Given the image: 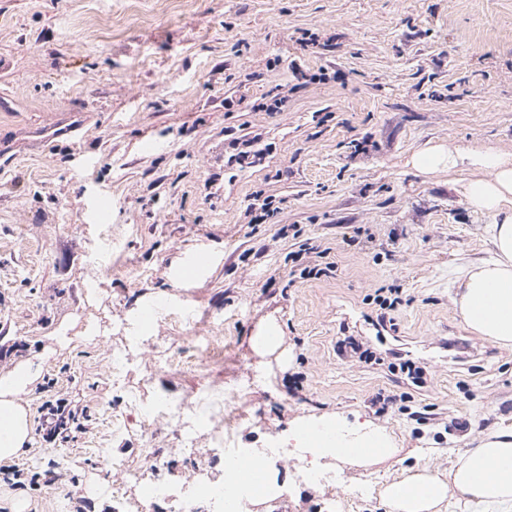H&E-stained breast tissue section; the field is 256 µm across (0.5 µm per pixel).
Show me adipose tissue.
Here are the masks:
<instances>
[{"mask_svg": "<svg viewBox=\"0 0 512 512\" xmlns=\"http://www.w3.org/2000/svg\"><path fill=\"white\" fill-rule=\"evenodd\" d=\"M423 173L475 171L463 185L469 205L491 216L488 228L494 255L470 266L458 282L453 303L462 322L491 342L512 347V156L455 144L421 148L411 158ZM33 378L22 364L0 377V460L18 456L29 437L30 422L20 396ZM303 433H316L315 459L349 456L367 466L392 459L397 450L378 427H352L338 415L306 420ZM383 498L392 512H434L444 501L465 503L469 512H512V426L497 427L479 438L457 460L447 479L427 471L408 473L386 486Z\"/></svg>", "mask_w": 512, "mask_h": 512, "instance_id": "ef3b65f1", "label": "adipose tissue"}]
</instances>
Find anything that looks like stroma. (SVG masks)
<instances>
[{"mask_svg": "<svg viewBox=\"0 0 512 512\" xmlns=\"http://www.w3.org/2000/svg\"><path fill=\"white\" fill-rule=\"evenodd\" d=\"M306 30L320 46L300 43ZM0 96L13 158L0 174V349L12 352L0 375L30 363L29 416L57 397L91 411L74 442L31 432L16 465L59 479L1 486L0 512H72L73 494L84 512H113V486L136 495L126 472L149 468L152 448L168 462L160 478L190 490L219 450L202 436L185 452L166 420L144 432L135 403L166 395L211 411L255 375L232 407L235 447L338 414L384 427L398 453L368 467L332 460L338 481L311 489L285 460L284 495L251 512H328L331 499L339 512H390L385 484L408 470L447 478L475 439L512 425V348L476 336L452 303L462 271L492 255L489 219L455 175L409 163L448 142L512 154V0H0ZM276 96L282 109L265 111ZM71 124L77 140L32 137ZM250 131L264 155L242 169L230 157ZM258 192L278 212L252 228ZM100 197L111 209L98 220ZM285 224L331 247L333 277L289 283L293 241L273 238ZM200 249L213 265L178 278ZM390 285L405 298L393 333L425 363L422 388L336 349L376 336L375 291ZM151 305V341L114 385L122 334L94 342L84 322L134 324ZM268 328L277 348L255 349ZM215 337L224 360L209 363ZM380 392L408 393L435 418L376 413ZM367 481L371 497L352 503Z\"/></svg>", "mask_w": 512, "mask_h": 512, "instance_id": "35a3bbf8", "label": "stroma"}]
</instances>
